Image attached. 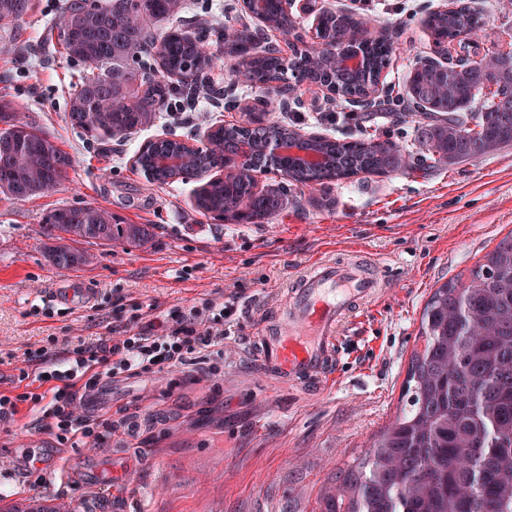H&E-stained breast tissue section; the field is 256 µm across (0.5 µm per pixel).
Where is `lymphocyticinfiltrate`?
Here are the masks:
<instances>
[{"mask_svg": "<svg viewBox=\"0 0 512 512\" xmlns=\"http://www.w3.org/2000/svg\"><path fill=\"white\" fill-rule=\"evenodd\" d=\"M236 312L234 304L213 297L155 316L139 308L117 310L111 335L68 342L63 359H54L45 346L28 352L18 378L35 379L39 387L16 395L0 391V422L14 420L26 405L58 444L103 442L111 422L94 412L78 413L79 402L108 378L162 375L199 362L204 375L223 373L226 325Z\"/></svg>", "mask_w": 512, "mask_h": 512, "instance_id": "obj_1", "label": "lymphocytic infiltrate"}]
</instances>
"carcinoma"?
<instances>
[{
	"label": "carcinoma",
	"instance_id": "1",
	"mask_svg": "<svg viewBox=\"0 0 512 512\" xmlns=\"http://www.w3.org/2000/svg\"><path fill=\"white\" fill-rule=\"evenodd\" d=\"M256 7L284 30L293 26L282 0H257ZM181 0H82L69 5L58 22L59 40L84 71L69 101L72 126L92 139L130 133L149 125L170 87L164 80L143 81V59L152 55V30L170 21ZM26 0H0V18L21 17ZM357 25L349 14L329 12L321 19V38L348 52L346 38ZM483 28L480 13L456 2L435 14L429 30L436 47L456 41L470 47ZM161 72L194 87L212 61L202 40L174 30L161 38ZM393 50L384 28L368 33L363 67L351 70L307 56L291 60L251 57L241 73L264 86L300 81L320 72L328 85L360 96L387 65ZM410 105L403 118L416 124L419 149L438 164L475 160L512 145V51L487 49L465 66L419 62L409 75ZM0 104V193L22 200L65 179L72 157L41 129ZM277 123L235 125L224 129L222 146L204 144L194 152L191 169L224 167L244 142L253 145L243 173L228 177L196 196V206L217 220L254 224L277 213L283 190L254 191L250 172L267 163L261 147L285 137ZM327 162L305 166L279 156L278 166L303 187L328 186L358 173L386 175L407 165L393 144L371 140L324 139ZM165 147L151 146L138 168L152 183H168L172 173L156 163ZM47 236L71 241H120L143 245L149 227L126 224L94 206L62 205L44 217ZM87 257L63 246L50 255L60 269ZM422 350L411 358L401 414L379 436L369 454L350 467L327 497L325 512H512V234L504 237L473 268L466 281L435 290L423 311Z\"/></svg>",
	"mask_w": 512,
	"mask_h": 512
}]
</instances>
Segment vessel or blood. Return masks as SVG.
Masks as SVG:
<instances>
[{
  "label": "vessel or blood",
  "instance_id": "b4317fda",
  "mask_svg": "<svg viewBox=\"0 0 512 512\" xmlns=\"http://www.w3.org/2000/svg\"><path fill=\"white\" fill-rule=\"evenodd\" d=\"M383 285L374 269L355 259L302 268L293 279L288 303L257 326L259 371L313 389L333 383L345 325Z\"/></svg>",
  "mask_w": 512,
  "mask_h": 512
}]
</instances>
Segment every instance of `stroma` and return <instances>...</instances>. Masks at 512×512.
<instances>
[{
  "label": "stroma",
  "mask_w": 512,
  "mask_h": 512,
  "mask_svg": "<svg viewBox=\"0 0 512 512\" xmlns=\"http://www.w3.org/2000/svg\"><path fill=\"white\" fill-rule=\"evenodd\" d=\"M72 0H27L25 14L0 21V102L43 129L73 166L55 187L23 201L0 194V390L24 392L17 368L47 338L107 333L116 302L167 308L206 295L233 301L237 313L224 341V373L197 379L190 365L157 376L105 381L97 412L113 424L103 444L59 448L34 413L0 423V494L37 500L58 512H323V499L353 461L370 451L399 415L411 357L422 348L423 309L436 288L466 279L512 234V146L453 166H416L387 177L361 175L330 188L284 186L271 172L258 190L286 188L288 204L258 224L216 221L195 206L200 180L149 183L132 160L147 140L189 139L212 126L239 123L241 105L269 97L234 77L243 55L215 50L205 85L186 111L179 93L141 131L86 140L68 119L70 93L83 66L59 43L56 22ZM484 17L480 48L508 47L512 5L468 0ZM177 23L212 40L229 27L258 22L242 0H183ZM445 0H325L328 10L380 22L394 41L384 89L372 106L333 101L296 86L274 121L332 139L390 141L415 150L411 123L401 121L417 60L436 54L425 26ZM339 112L338 122L324 120ZM62 205L95 206L125 223L148 225L142 246L91 243L85 265L59 269L43 217ZM355 255L385 272L386 286L346 333L337 380L312 393L274 383L254 366L260 315L278 306L289 281L315 261ZM62 288H85L89 301L59 302ZM50 315L34 314L35 305ZM42 460L47 483L31 489L29 458ZM127 474L112 483L113 471Z\"/></svg>",
  "instance_id": "1"
}]
</instances>
